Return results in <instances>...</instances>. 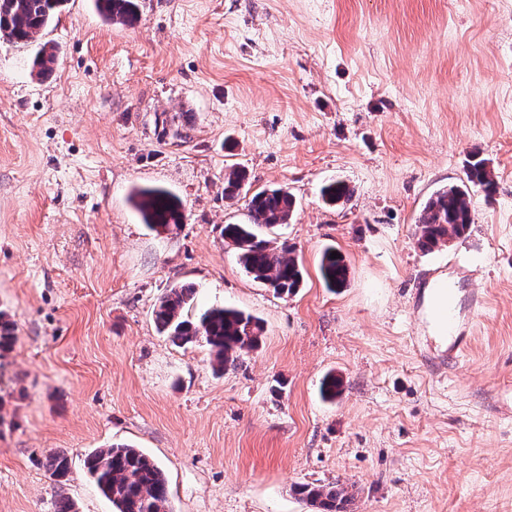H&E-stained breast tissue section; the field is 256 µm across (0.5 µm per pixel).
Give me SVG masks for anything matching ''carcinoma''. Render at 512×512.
<instances>
[{
    "label": "carcinoma",
    "instance_id": "cac0c4a2",
    "mask_svg": "<svg viewBox=\"0 0 512 512\" xmlns=\"http://www.w3.org/2000/svg\"><path fill=\"white\" fill-rule=\"evenodd\" d=\"M66 0H0V39L15 45L37 40L61 12ZM95 7L108 22L130 24L137 14V0H95ZM57 60V49L50 43L38 45L33 60L37 74H49ZM466 182L436 191L418 217V247L426 252L442 243L463 236L473 223L468 186L491 194L495 188L487 160L472 156L466 168ZM247 175L233 168L224 175V197H237ZM353 190L343 181L331 182L321 189L328 204L347 201ZM130 202L143 223L151 227H179L183 223L182 204L163 187H139L130 194ZM296 205L288 189L279 186L256 190L248 201L249 223L224 225V240L238 252L247 274L268 283L276 293L288 295L299 288L302 272L293 251L276 245L268 233L289 222ZM333 247L323 250L319 263L321 279L328 288H342L348 279L343 256L331 258ZM195 289L173 286L153 309V321L159 334L179 345L205 343L218 368L233 364L240 353L257 349L264 327L261 320L241 310L212 307L195 321L184 317L194 300ZM83 465L98 492L112 503L113 512H172L167 479L160 466L146 453L129 445L97 448L85 455ZM43 466L62 485L70 471V458L63 451L44 455ZM298 494L321 512H350L353 496L339 484L303 485Z\"/></svg>",
    "mask_w": 512,
    "mask_h": 512
}]
</instances>
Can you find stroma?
Segmentation results:
<instances>
[{
  "label": "stroma",
  "mask_w": 512,
  "mask_h": 512,
  "mask_svg": "<svg viewBox=\"0 0 512 512\" xmlns=\"http://www.w3.org/2000/svg\"><path fill=\"white\" fill-rule=\"evenodd\" d=\"M43 38L47 77L35 45L0 43V512H112L83 459L116 443L163 469L174 512H317L303 483L353 512H512V0H140L131 25L68 0ZM474 152L494 193L422 252L425 201ZM233 166L296 200L274 233L303 265L291 295L224 240L249 220ZM333 180L349 201H323ZM147 186L180 198L179 229L142 224ZM438 275L472 338L454 360L429 331ZM183 283L189 316L259 317L260 347L217 373L206 344L161 336L153 306ZM57 60V49L55 45L50 43H42L38 45V50L33 60V67L37 70L39 76L49 74ZM332 252H337V259H332ZM321 279L327 288H342L348 279V266L341 253L333 247L323 250L319 263ZM70 458L64 451H50L44 455L43 466L51 472L58 484H64L70 471ZM298 494L320 508L321 512H350L353 495L339 484L327 486L303 485L297 488Z\"/></svg>",
  "instance_id": "1"
}]
</instances>
